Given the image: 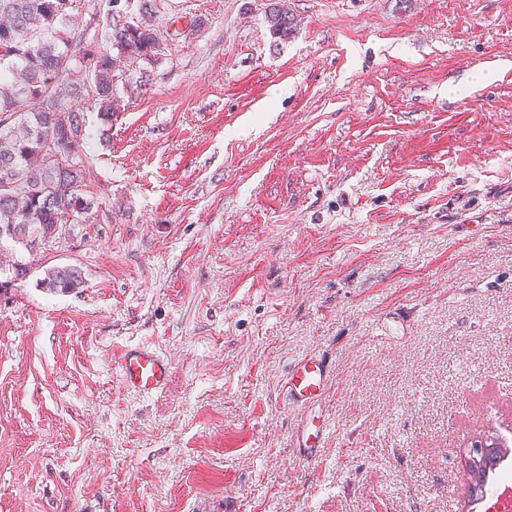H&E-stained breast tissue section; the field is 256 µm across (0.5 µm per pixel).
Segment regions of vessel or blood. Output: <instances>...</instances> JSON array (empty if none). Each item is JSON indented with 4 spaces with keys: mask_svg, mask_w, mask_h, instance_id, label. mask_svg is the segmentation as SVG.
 Listing matches in <instances>:
<instances>
[{
    "mask_svg": "<svg viewBox=\"0 0 512 512\" xmlns=\"http://www.w3.org/2000/svg\"><path fill=\"white\" fill-rule=\"evenodd\" d=\"M112 364L124 391L152 396L167 386L171 363L167 356L145 346H126L112 353ZM333 379L330 359L323 354L303 358L290 367L284 381L287 405L309 409L325 393ZM323 426L307 419L298 431L296 448L302 460L317 461L323 439Z\"/></svg>",
    "mask_w": 512,
    "mask_h": 512,
    "instance_id": "1",
    "label": "vessel or blood"
}]
</instances>
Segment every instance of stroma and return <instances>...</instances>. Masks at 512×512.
<instances>
[{
    "label": "stroma",
    "instance_id": "35a3bbf8",
    "mask_svg": "<svg viewBox=\"0 0 512 512\" xmlns=\"http://www.w3.org/2000/svg\"><path fill=\"white\" fill-rule=\"evenodd\" d=\"M285 2L277 45L268 0H161L149 84L85 110L87 221L0 290V512H460L467 443L512 441V0ZM266 18L274 42L287 40L296 30L294 15L281 7L277 1L268 4ZM83 283L81 270L74 265L55 266L46 271L39 286L51 292L66 293L80 288ZM112 365L124 391L145 397L157 395L166 388L171 370L167 356L145 345L113 351ZM332 379V364L325 354L299 360L290 367L284 381L286 404L309 409L324 395ZM323 423L308 418L298 431L296 447L299 456L306 462H315L322 448Z\"/></svg>",
    "mask_w": 512,
    "mask_h": 512
}]
</instances>
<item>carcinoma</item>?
<instances>
[{
  "instance_id": "1",
  "label": "carcinoma",
  "mask_w": 512,
  "mask_h": 512,
  "mask_svg": "<svg viewBox=\"0 0 512 512\" xmlns=\"http://www.w3.org/2000/svg\"><path fill=\"white\" fill-rule=\"evenodd\" d=\"M114 2L106 3V31L98 40L79 24L74 0H0V242L29 251L63 225L85 222L93 198L89 160L76 151L85 117L75 103L100 105V120L112 123L116 79L132 71L147 83L149 66L168 49L152 23L155 0H139L141 19L120 27L113 25ZM266 18L277 42L296 30L294 15L276 0ZM82 283L81 270L65 265L48 269L39 286L66 293ZM509 453L508 440L494 437L487 454L467 470L468 497H484Z\"/></svg>"
}]
</instances>
